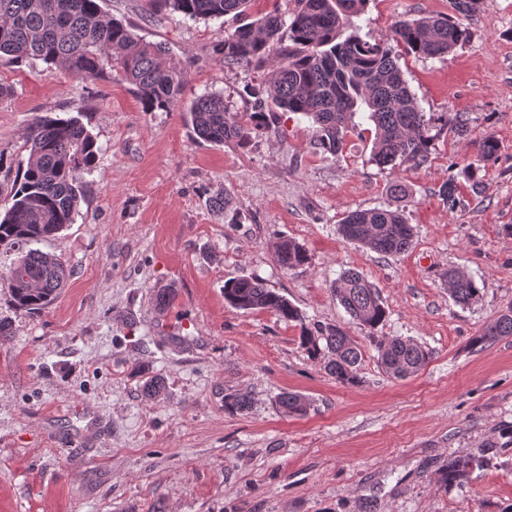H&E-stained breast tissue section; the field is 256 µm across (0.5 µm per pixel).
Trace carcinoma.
I'll return each instance as SVG.
<instances>
[{
    "label": "carcinoma",
    "instance_id": "cac0c4a2",
    "mask_svg": "<svg viewBox=\"0 0 512 512\" xmlns=\"http://www.w3.org/2000/svg\"><path fill=\"white\" fill-rule=\"evenodd\" d=\"M161 13H178L190 20H218L233 15L240 24L214 46L226 64L270 68L262 88L244 86L253 98L254 111L234 112L221 92L203 93L187 109V122L201 140L222 146L250 145L254 135L269 128V116L279 110L301 114L316 128L315 145L334 157L342 153L354 118L365 106L374 125L372 160L386 167L396 162L420 166L428 160L434 128L421 112L392 50L363 39L354 19L365 12L368 0H295L284 15L274 9L257 20L247 19L250 0H151ZM481 0H450L453 14L399 20L394 40L419 57H444L465 43L470 32L464 21L477 14ZM38 59L49 70H63L84 82L96 83L117 71L133 87L143 111L168 112L178 104L186 85L184 71L168 58L162 42H150L134 28L106 15L99 0H0V60ZM29 158L8 199L0 203V245H24L9 269L4 286L17 309L36 312L46 308L65 287L71 270L61 258L35 245L51 239L73 223L82 199L85 176L96 167L99 148L93 135L74 118L41 115L27 136ZM498 142L487 137L478 143L476 175L494 159ZM342 237L382 255L407 251L414 228L398 210L371 208L344 216ZM274 259L292 270L308 263L302 245L282 238ZM454 302L468 305L480 296L476 282L456 271L448 272ZM331 292L352 320L374 334L387 311L374 285L361 273L348 270L331 284ZM224 300L242 310H265L300 325V342L311 357L324 355L337 382H359L360 348L339 326L307 324L286 298L256 276L224 283ZM512 336V308L499 315L472 347H484L497 338ZM377 362L395 377L406 378L427 362L429 350L408 338L374 340ZM290 416H304L309 400L287 392L278 400ZM245 392L224 397V410L249 409ZM484 461L469 453L448 459L439 472L446 487L466 483Z\"/></svg>",
    "mask_w": 512,
    "mask_h": 512
}]
</instances>
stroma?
<instances>
[{"instance_id":"obj_1","label":"stroma","mask_w":512,"mask_h":512,"mask_svg":"<svg viewBox=\"0 0 512 512\" xmlns=\"http://www.w3.org/2000/svg\"><path fill=\"white\" fill-rule=\"evenodd\" d=\"M110 16L165 43L186 73L181 102L146 112L120 78L85 83L44 63L0 61V199L25 165L36 116L78 118L99 160L75 221L40 250L72 276L43 310H16L0 289V512H506L512 507V336L480 350L472 336L512 307V0H482L469 41L441 58L394 47L420 109L461 113L462 132L436 134L428 162L381 167L374 136L349 133L339 156L315 130L276 113L248 150L199 140L191 100L223 92L247 112L245 84L267 69L224 63L213 46L232 28L155 12L149 0H102ZM449 0H369L360 35L392 44L402 18L447 14ZM500 151L470 176L484 138ZM455 179L459 202L440 189ZM223 194L226 217L206 205ZM401 210L416 229L409 251L382 256L346 242L339 221L357 209ZM308 262L281 269L280 237ZM456 268L481 290L451 299ZM349 269L378 289L387 318L376 334L409 337L432 356L394 379L365 329L330 291ZM262 278L308 322L338 325L363 352L357 385L336 382L308 356L300 330L268 311L224 300L225 281ZM173 295L157 309L155 295ZM162 377L161 400L143 397L141 368ZM251 394L240 414L226 394ZM306 396L291 417L280 394ZM484 458L468 484L438 481L449 457Z\"/></svg>"}]
</instances>
